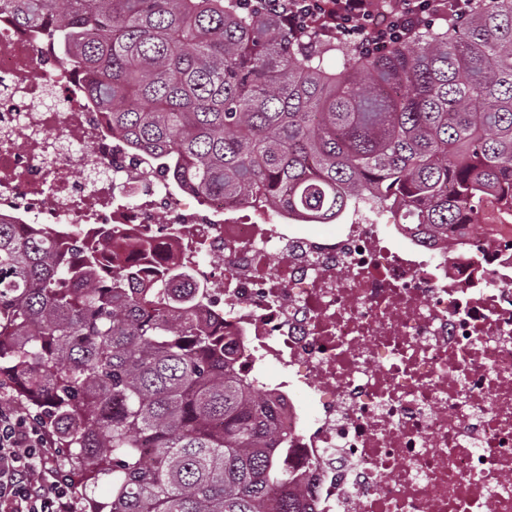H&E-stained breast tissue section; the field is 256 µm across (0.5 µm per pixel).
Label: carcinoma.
Here are the masks:
<instances>
[{
    "label": "carcinoma",
    "instance_id": "cac0c4a2",
    "mask_svg": "<svg viewBox=\"0 0 512 512\" xmlns=\"http://www.w3.org/2000/svg\"><path fill=\"white\" fill-rule=\"evenodd\" d=\"M88 75L112 130L183 187L323 224L356 199L446 232L512 204V0L368 55L240 0H0ZM337 57L342 69L325 62ZM0 222V375L51 408L98 512H311L288 437L194 314L175 266L135 270Z\"/></svg>",
    "mask_w": 512,
    "mask_h": 512
}]
</instances>
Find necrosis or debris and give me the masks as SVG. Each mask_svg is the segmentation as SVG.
<instances>
[{
  "label": "necrosis or debris",
  "instance_id": "obj_1",
  "mask_svg": "<svg viewBox=\"0 0 512 512\" xmlns=\"http://www.w3.org/2000/svg\"><path fill=\"white\" fill-rule=\"evenodd\" d=\"M55 55L0 17V217L207 285L198 316L275 402L314 512H512V229L424 244L363 199L315 235L292 213L145 189L152 163Z\"/></svg>",
  "mask_w": 512,
  "mask_h": 512
}]
</instances>
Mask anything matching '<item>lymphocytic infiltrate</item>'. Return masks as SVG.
Masks as SVG:
<instances>
[{"label":"lymphocytic infiltrate","mask_w":512,"mask_h":512,"mask_svg":"<svg viewBox=\"0 0 512 512\" xmlns=\"http://www.w3.org/2000/svg\"><path fill=\"white\" fill-rule=\"evenodd\" d=\"M475 0H243L300 36L351 40L380 53L422 23L460 18ZM53 435L35 416L0 402V512H74L75 491Z\"/></svg>","instance_id":"1"}]
</instances>
